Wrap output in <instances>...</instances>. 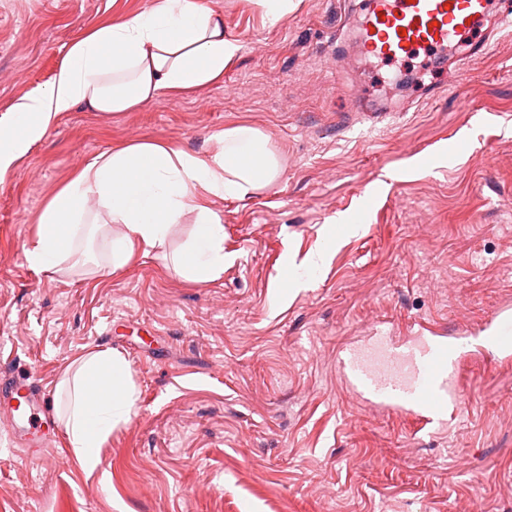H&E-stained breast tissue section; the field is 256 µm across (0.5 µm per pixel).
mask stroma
Masks as SVG:
<instances>
[{
  "instance_id": "1",
  "label": "stroma",
  "mask_w": 512,
  "mask_h": 512,
  "mask_svg": "<svg viewBox=\"0 0 512 512\" xmlns=\"http://www.w3.org/2000/svg\"><path fill=\"white\" fill-rule=\"evenodd\" d=\"M206 2L240 46L223 81L111 117L62 113L0 184V372L36 378L55 416L67 365L109 348L137 389L92 471L64 428L31 454L0 416V512H512V356L466 352L465 405L433 437L347 393L336 367L372 326L452 336L512 306V25L463 59L458 94L455 71L422 55L354 49L336 66L347 0H300L275 24L252 0ZM149 3L0 0V113L47 87L87 31ZM346 82L405 110L352 129ZM229 125L261 128L285 163L270 188L214 201L220 279L189 282L156 255L87 276L109 254L88 225L67 274L27 262L43 207L94 157L144 138L201 152ZM461 139L444 170L426 165ZM331 236L313 286L282 292L287 256Z\"/></svg>"
}]
</instances>
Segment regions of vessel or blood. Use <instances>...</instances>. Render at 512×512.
<instances>
[{
  "instance_id": "vessel-or-blood-1",
  "label": "vessel or blood",
  "mask_w": 512,
  "mask_h": 512,
  "mask_svg": "<svg viewBox=\"0 0 512 512\" xmlns=\"http://www.w3.org/2000/svg\"><path fill=\"white\" fill-rule=\"evenodd\" d=\"M492 0H370L359 31L360 48L381 60L404 59L427 51L443 62L449 42L474 35L469 53L484 55L491 37L486 22ZM486 343L512 353V310H498L484 327ZM468 337L417 336L403 343L377 334L371 343L341 350L336 364L345 387L370 407L401 410L418 429L447 430L456 418L461 394L456 367ZM0 404L7 405L12 441L23 448L43 447L52 427L40 419L46 398L35 382L0 376Z\"/></svg>"
}]
</instances>
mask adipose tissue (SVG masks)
I'll use <instances>...</instances> for the list:
<instances>
[{
    "instance_id": "ef3b65f1",
    "label": "adipose tissue",
    "mask_w": 512,
    "mask_h": 512,
    "mask_svg": "<svg viewBox=\"0 0 512 512\" xmlns=\"http://www.w3.org/2000/svg\"><path fill=\"white\" fill-rule=\"evenodd\" d=\"M238 50L224 33L223 13L205 0H151L147 9L97 27L69 47L50 86L0 114V184L61 113L80 109L109 117L163 93L205 87L223 77ZM283 172L270 136L247 125L225 127L201 153L156 139L113 147L44 206L26 259L39 271L59 272L80 225L90 220L110 231L112 270L138 254L166 253L186 280H218L227 258L214 200L254 195ZM189 217L195 224L190 241L169 251L175 227ZM60 386L68 398V445L85 469L94 470L112 430L136 410L129 367L115 351L90 352L67 367Z\"/></svg>"
}]
</instances>
